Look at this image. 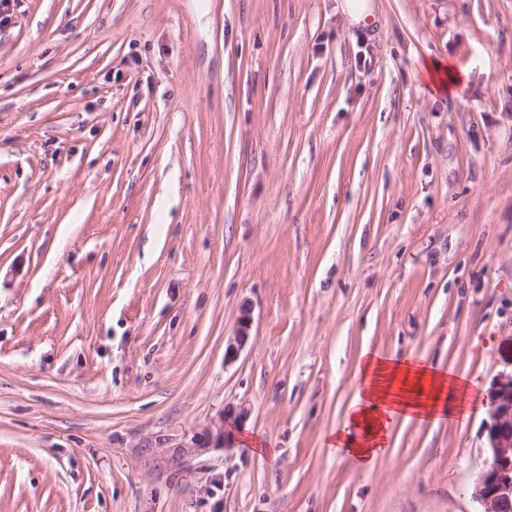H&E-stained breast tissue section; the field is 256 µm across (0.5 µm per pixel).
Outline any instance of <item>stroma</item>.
I'll list each match as a JSON object with an SVG mask.
<instances>
[{
	"label": "stroma",
	"mask_w": 512,
	"mask_h": 512,
	"mask_svg": "<svg viewBox=\"0 0 512 512\" xmlns=\"http://www.w3.org/2000/svg\"><path fill=\"white\" fill-rule=\"evenodd\" d=\"M365 350L473 412L338 461ZM511 370L512 0H15L0 512H480ZM428 73L433 82L442 90L458 84L460 76L457 70L451 65L442 62H434L428 66ZM224 446L225 430L224 426L219 425L216 427L215 433L212 429H209L206 432L204 440L197 438V436H192L190 439H184L176 448H178V458L181 459L182 463L185 459L199 455L210 447L222 448Z\"/></svg>",
	"instance_id": "stroma-1"
}]
</instances>
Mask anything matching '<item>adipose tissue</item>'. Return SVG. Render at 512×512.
<instances>
[{
	"instance_id": "ef3b65f1",
	"label": "adipose tissue",
	"mask_w": 512,
	"mask_h": 512,
	"mask_svg": "<svg viewBox=\"0 0 512 512\" xmlns=\"http://www.w3.org/2000/svg\"><path fill=\"white\" fill-rule=\"evenodd\" d=\"M470 380L462 373L433 368L423 360H394L362 352L355 393L345 427L329 445L339 460L357 465L375 459L397 422L436 423L467 416Z\"/></svg>"
}]
</instances>
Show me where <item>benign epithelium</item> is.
Masks as SVG:
<instances>
[{
  "label": "benign epithelium",
  "mask_w": 512,
  "mask_h": 512,
  "mask_svg": "<svg viewBox=\"0 0 512 512\" xmlns=\"http://www.w3.org/2000/svg\"><path fill=\"white\" fill-rule=\"evenodd\" d=\"M249 313L240 317L234 342L229 344L225 357L233 358L248 339ZM486 432L490 461L476 479L472 497L483 512H504L512 505V373L501 376L490 391V421ZM225 446L224 425L208 430L205 438L195 436L177 445L179 459L196 456L206 449Z\"/></svg>",
  "instance_id": "1"
}]
</instances>
